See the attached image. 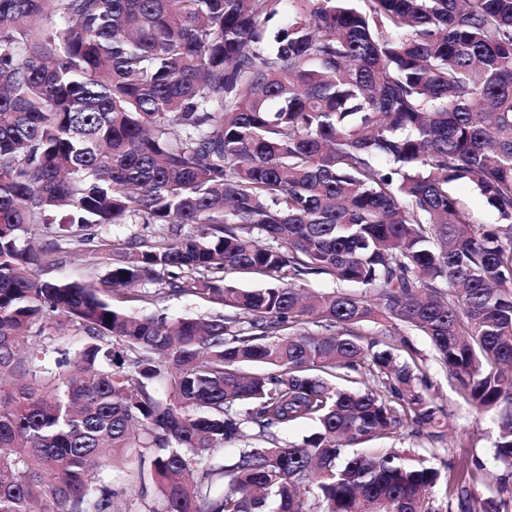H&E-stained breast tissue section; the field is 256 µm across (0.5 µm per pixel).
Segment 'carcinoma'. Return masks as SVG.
Returning <instances> with one entry per match:
<instances>
[{
  "instance_id": "1",
  "label": "carcinoma",
  "mask_w": 512,
  "mask_h": 512,
  "mask_svg": "<svg viewBox=\"0 0 512 512\" xmlns=\"http://www.w3.org/2000/svg\"><path fill=\"white\" fill-rule=\"evenodd\" d=\"M130 223L98 282L38 277ZM142 282L224 314L113 308ZM404 329L512 468V0H0V512H114L119 448L147 512H452L427 459L363 447L443 436ZM469 477L461 512H506ZM457 195L469 207L476 221L481 224L495 223V214L485 199L478 195L471 185L464 183L456 187Z\"/></svg>"
}]
</instances>
